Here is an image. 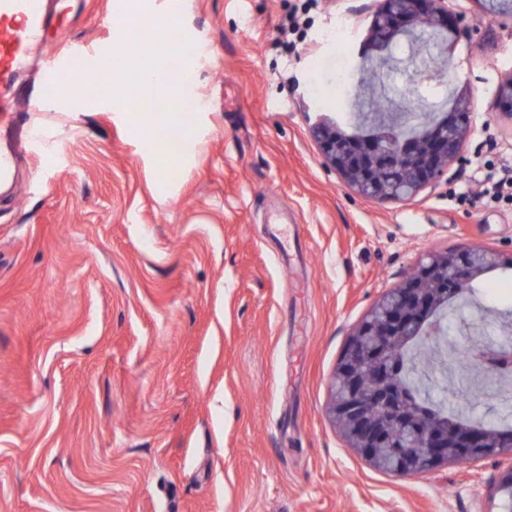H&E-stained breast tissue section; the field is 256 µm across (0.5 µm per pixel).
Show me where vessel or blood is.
I'll list each match as a JSON object with an SVG mask.
<instances>
[{
	"label": "vessel or blood",
	"mask_w": 512,
	"mask_h": 512,
	"mask_svg": "<svg viewBox=\"0 0 512 512\" xmlns=\"http://www.w3.org/2000/svg\"><path fill=\"white\" fill-rule=\"evenodd\" d=\"M52 0H0V123L11 125L12 117L19 105L13 93L20 72L29 65L33 49L42 47L51 28L55 24ZM127 38L118 37L108 46L106 52L90 49H71L68 55L53 54L46 57L41 66L45 85L54 95H62L70 87L76 86L81 76L73 70L70 61L81 58L88 67L100 75H109L108 63L111 55L124 53ZM184 63L174 78L188 82L200 56L204 52L201 44L184 40ZM41 100L34 99L23 105L26 111L37 112Z\"/></svg>",
	"instance_id": "1"
}]
</instances>
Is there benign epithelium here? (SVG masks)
Segmentation results:
<instances>
[{
  "mask_svg": "<svg viewBox=\"0 0 512 512\" xmlns=\"http://www.w3.org/2000/svg\"><path fill=\"white\" fill-rule=\"evenodd\" d=\"M451 29L445 0H386L365 44L381 54L401 37L412 39L424 31L439 37ZM358 119L362 126L388 125L390 138L353 137L339 128L335 117L320 113L310 130L324 160L363 196L405 200L448 174L469 133V102L458 97L448 117L429 122L424 134L377 113H360ZM496 260L494 252L478 244L428 253L398 287L381 294L355 327L331 378L329 421L349 447L395 479L425 474L462 455H512L511 434L486 425L459 429L426 419L394 388L392 353L407 344L414 329L428 321L449 294L474 284ZM481 348L471 362V369L481 374L491 372L489 360L512 355L507 346ZM496 495L500 512H512V468L502 474Z\"/></svg>",
  "mask_w": 512,
  "mask_h": 512,
  "instance_id": "obj_1",
  "label": "benign epithelium"
}]
</instances>
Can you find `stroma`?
Returning <instances> with one entry per match:
<instances>
[{
  "instance_id": "stroma-1",
  "label": "stroma",
  "mask_w": 512,
  "mask_h": 512,
  "mask_svg": "<svg viewBox=\"0 0 512 512\" xmlns=\"http://www.w3.org/2000/svg\"><path fill=\"white\" fill-rule=\"evenodd\" d=\"M114 0H58L53 43L104 49L133 17ZM298 0H183L209 49L204 101L179 158L145 148L121 109L42 110L50 142L26 148L0 189V512H498L512 456L445 462L394 479L329 422V381L352 331L424 255L478 243L512 281V204L457 205L512 165V18L448 0L458 25L433 44L471 103L462 159L409 200L374 201L327 166L307 114L353 121L323 34L355 44L383 0H321L305 47L273 45ZM457 304L447 339L503 330L486 287ZM454 409L512 414V392Z\"/></svg>"
}]
</instances>
